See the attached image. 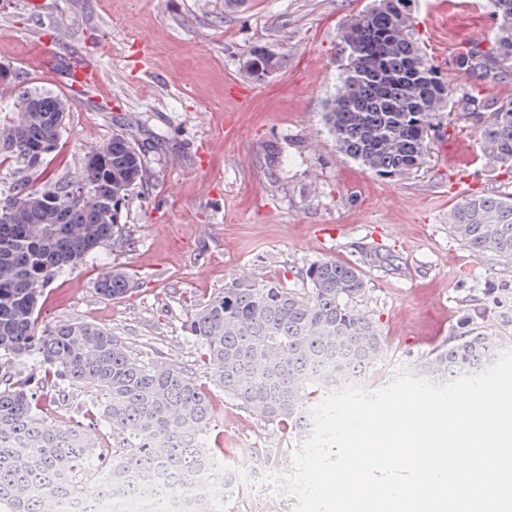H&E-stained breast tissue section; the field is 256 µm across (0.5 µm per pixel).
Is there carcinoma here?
Instances as JSON below:
<instances>
[{"label": "carcinoma", "mask_w": 512, "mask_h": 512, "mask_svg": "<svg viewBox=\"0 0 512 512\" xmlns=\"http://www.w3.org/2000/svg\"><path fill=\"white\" fill-rule=\"evenodd\" d=\"M411 2L374 0L339 32L345 56L325 124L347 156L381 176L418 171L428 154L433 117L459 112L481 124V149L512 172V99L489 103L477 84L512 82V0H489L497 31L473 44L454 68L457 83L428 58L416 38ZM243 67L257 80L280 60L260 51ZM71 104L31 88L0 115V163L36 173L56 146ZM146 180L141 150L124 135L89 155L76 183L33 188L0 183V207L24 194L12 223H0V359L34 358L44 374L0 372V509L45 512L41 489L81 499L93 512L107 487L130 495L157 476L161 506L180 494L182 512H212L211 500L190 493L192 481L213 480L228 492L234 474L207 447L213 407L209 394L181 368L143 364L123 341L86 322L37 328L39 299L65 269L121 236L122 208ZM452 234L470 250L512 258V195L471 194L452 210ZM304 293L273 284L234 282L206 299L187 320L201 345L200 362L224 392L263 420L299 433L311 429L309 400L353 380L385 353V341L354 299L366 289L360 270L322 260L305 271ZM129 275L114 268L98 280L107 299L125 295ZM461 332L420 367L432 380L477 374L500 354L498 340L462 319ZM50 388L61 397L83 388L97 397L98 420L112 426V454L101 456L81 424L52 425L38 412Z\"/></svg>", "instance_id": "obj_1"}]
</instances>
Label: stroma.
I'll list each match as a JSON object with an SVG mask.
<instances>
[{
  "instance_id": "stroma-1",
  "label": "stroma",
  "mask_w": 512,
  "mask_h": 512,
  "mask_svg": "<svg viewBox=\"0 0 512 512\" xmlns=\"http://www.w3.org/2000/svg\"><path fill=\"white\" fill-rule=\"evenodd\" d=\"M371 0H0V64L16 80L0 107L32 87L65 91L62 62L79 49L98 61L111 110L87 97L71 103L54 151L32 187L78 180L86 156L124 130L145 160L146 186L123 212L122 237L59 274L40 300L39 328L94 324L120 337L142 363L171 361L207 390L219 413L207 445L252 483L216 498L221 512H293L295 498L269 477L292 468L305 434L271 424L215 385L185 323L210 295L234 282L304 291L310 264L355 265L366 291L356 304L378 324L386 353L359 385L387 387L416 374L459 334L466 314L512 349V316L496 308L512 287V258L480 255L454 237L455 174H476L485 195L512 194V174L480 148L472 118L440 113L418 172L377 175L343 155L325 125L336 91L341 24ZM416 30L439 69L462 46L488 44L496 21L487 0H414ZM59 37L44 55L39 37ZM278 57L272 78L242 67L253 49ZM231 83L249 102L227 95ZM391 253L394 263L374 257ZM126 270L131 290L106 299L102 273ZM48 421L96 417L94 395L48 392Z\"/></svg>"
}]
</instances>
